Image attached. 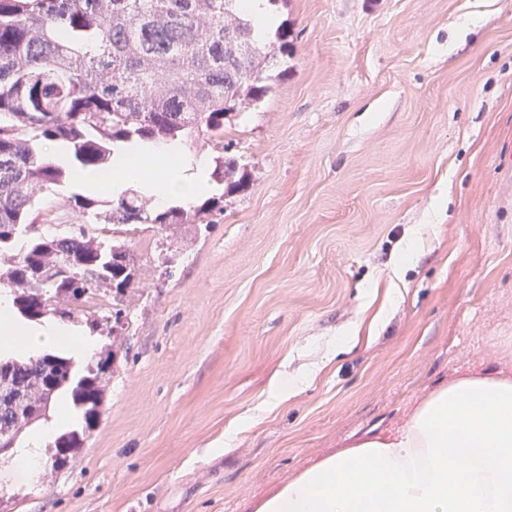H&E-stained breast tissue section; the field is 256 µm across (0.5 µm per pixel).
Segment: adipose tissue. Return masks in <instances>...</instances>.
I'll return each instance as SVG.
<instances>
[{
  "label": "adipose tissue",
  "instance_id": "adipose-tissue-1",
  "mask_svg": "<svg viewBox=\"0 0 512 512\" xmlns=\"http://www.w3.org/2000/svg\"><path fill=\"white\" fill-rule=\"evenodd\" d=\"M157 208L213 192L209 160L175 141L117 142L106 171H75L88 191L121 195L142 171ZM69 345L89 354L91 339L66 324L16 318L0 292V350ZM257 512H512V378L464 375L432 391L392 433L375 434L326 457L288 482Z\"/></svg>",
  "mask_w": 512,
  "mask_h": 512
}]
</instances>
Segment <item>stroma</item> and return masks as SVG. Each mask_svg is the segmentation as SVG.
I'll use <instances>...</instances> for the list:
<instances>
[{
    "label": "stroma",
    "instance_id": "35a3bbf8",
    "mask_svg": "<svg viewBox=\"0 0 512 512\" xmlns=\"http://www.w3.org/2000/svg\"><path fill=\"white\" fill-rule=\"evenodd\" d=\"M277 13L287 69L224 130L247 187L209 228L123 232L126 343L77 362L113 359L100 420L65 467L15 466L59 392L0 454V512H257L434 389L512 377V0Z\"/></svg>",
    "mask_w": 512,
    "mask_h": 512
}]
</instances>
